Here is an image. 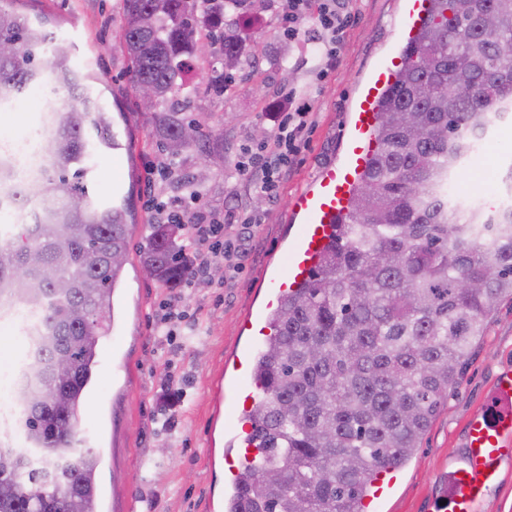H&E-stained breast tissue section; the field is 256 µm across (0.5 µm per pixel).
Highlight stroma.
Returning <instances> with one entry per match:
<instances>
[{"label": "stroma", "instance_id": "35a3bbf8", "mask_svg": "<svg viewBox=\"0 0 512 512\" xmlns=\"http://www.w3.org/2000/svg\"><path fill=\"white\" fill-rule=\"evenodd\" d=\"M6 9L27 17L47 16L48 30H76L73 67H89L102 91L99 105L112 117L122 144L97 152V197L111 203L126 198L133 214L128 261L114 294L120 323L97 347L96 384L78 413L80 435L99 442L97 482L111 494L113 477L137 497V512H210L213 494L224 492V466L210 455L222 452L229 419L219 410V376L231 371L246 348L245 317L262 306L264 286L277 264L289 222L290 205L313 175L336 162L359 88L370 71L401 48L396 24L400 0H349L352 24L336 49L327 73H320L307 43L322 37L313 19L299 21L288 38V13L276 0H249L243 28V66L223 96L196 98L187 112L205 131L224 142V164L212 168L203 197L206 210L224 214V238L241 245L235 255L211 256L204 287L173 292L142 273V254L159 209H177L182 183L195 172L196 153L179 166L149 144V113L132 89L131 63L121 44V0H5ZM311 104V124L276 199L255 198L238 169L247 151L272 136L274 109L288 91ZM43 93L32 92L8 111H0V139L19 141L35 135ZM512 118L500 119L487 135L488 146L466 179L464 196L496 207L512 202V141L503 133ZM251 208L260 220L237 224V211ZM174 303L186 317L166 341L154 335L163 304ZM121 349L126 370L113 372V351ZM512 366V298L502 297L488 317L483 336L472 345L463 375L400 470L380 512H435L434 504L448 472L463 456L466 425L484 408L499 370ZM179 379L181 397L164 405L169 375ZM168 415V425L158 422Z\"/></svg>", "mask_w": 512, "mask_h": 512}]
</instances>
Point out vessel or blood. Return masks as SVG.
<instances>
[{
    "label": "vessel or blood",
    "mask_w": 512,
    "mask_h": 512,
    "mask_svg": "<svg viewBox=\"0 0 512 512\" xmlns=\"http://www.w3.org/2000/svg\"><path fill=\"white\" fill-rule=\"evenodd\" d=\"M432 9L431 0H406L398 31L400 40L414 42ZM402 63L400 55L391 54L372 70L350 114L341 161L327 166L313 185L297 196L290 213L296 230L284 246L281 266L269 277L268 303L278 302L307 281L333 241L340 219L349 211L359 179L379 148V101L395 83ZM234 379L238 386V413L232 432L235 445L225 450L224 464L226 473L235 477L241 458L256 453L246 444L252 431L247 414L263 388L252 379L251 359L247 356L239 361ZM511 461L512 368L506 367L495 378L486 411L467 423L463 458L449 475L439 512H475L498 484L503 465ZM394 482L393 468L379 470L371 482L372 495L363 501V512H378Z\"/></svg>",
    "instance_id": "obj_1"
}]
</instances>
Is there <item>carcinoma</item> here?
Returning a JSON list of instances; mask_svg holds the SVG:
<instances>
[{"instance_id":"obj_1","label":"carcinoma","mask_w":512,"mask_h":512,"mask_svg":"<svg viewBox=\"0 0 512 512\" xmlns=\"http://www.w3.org/2000/svg\"><path fill=\"white\" fill-rule=\"evenodd\" d=\"M247 0H122V47L132 84L157 86L146 111L152 139L175 159L201 142L222 140L186 121L201 91L222 95L239 63ZM418 40L378 116L380 154L358 186L344 223L306 284L271 316L273 334L258 353L264 395L254 405L251 440L231 512H360L370 477L404 465L458 383L471 346L497 301L512 297V206L494 212L448 199L452 176L476 143L512 112V0H434ZM28 17L0 8V109L34 91L45 71L74 105L47 108L52 157L29 196L21 183L0 196V212L32 205L31 218L0 224V318L13 306L37 312L36 346L17 363L31 376L19 419L25 447L0 434V512H97V451L68 438L89 391L99 339L112 328V297L127 257L124 208H93L91 152L114 146L69 50ZM205 86L193 80L208 45ZM193 127L195 139L183 131ZM19 158L0 144V184ZM182 224H154L143 263L171 290L192 278ZM48 267L71 284L60 290ZM73 354V371L55 355ZM65 391L67 406L48 402Z\"/></svg>"}]
</instances>
